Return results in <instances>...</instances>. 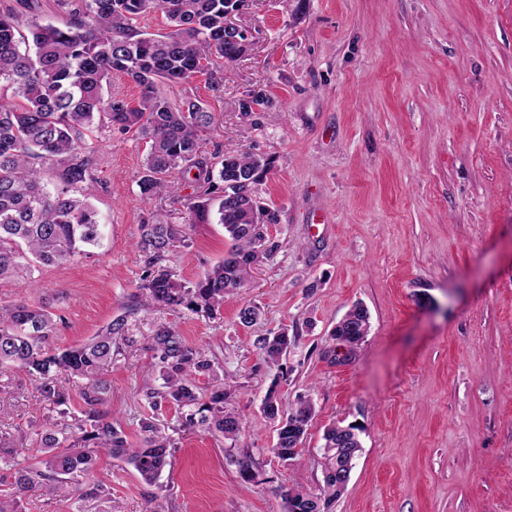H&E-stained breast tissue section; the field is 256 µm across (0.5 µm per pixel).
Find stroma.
<instances>
[{
    "instance_id": "obj_1",
    "label": "stroma",
    "mask_w": 512,
    "mask_h": 512,
    "mask_svg": "<svg viewBox=\"0 0 512 512\" xmlns=\"http://www.w3.org/2000/svg\"><path fill=\"white\" fill-rule=\"evenodd\" d=\"M0 12L24 33L31 21L71 17L66 0H0ZM236 21L250 47L222 86L196 77L158 91L214 113L201 139L212 161L250 152L269 162L254 191L277 217L267 234L280 248L239 296L210 318L140 291L144 218L187 225L164 260L186 284L232 241L217 217L189 225L192 183L143 201L148 146L107 124L90 135L91 203L108 222L101 245L43 269L40 287L0 281V304L63 318L60 346L125 318L134 342L100 376L128 440L150 413L142 390L156 326L223 367L226 409L242 432L185 431L166 409L177 447L162 489L124 462L100 461L112 512H144L154 494L165 512H284L280 488L319 491L323 433L339 421L361 427L363 448L332 512H512V0H245ZM358 302L370 329L339 364L330 333ZM245 305L260 310L249 327L238 318ZM282 329L295 342L267 365L255 341ZM272 390L314 408L286 463L261 409ZM58 417L25 372H0V434L20 459L21 433ZM242 458L253 479L241 477Z\"/></svg>"
}]
</instances>
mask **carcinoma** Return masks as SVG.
<instances>
[{"instance_id":"1","label":"carcinoma","mask_w":512,"mask_h":512,"mask_svg":"<svg viewBox=\"0 0 512 512\" xmlns=\"http://www.w3.org/2000/svg\"><path fill=\"white\" fill-rule=\"evenodd\" d=\"M230 0H79L71 19L61 26L30 25L33 49L20 50L25 36L15 17L0 13V281L23 280L31 287L37 274L59 266L99 245L103 229L90 202L95 181V147L86 133L108 120L148 140L139 180L143 200L163 190L176 195L182 183L195 181L198 194L189 199L191 223L209 220L214 200L218 222L232 241L224 260L187 286L161 260L177 242L183 226L153 219L140 225L137 246L147 257L141 288L157 304L214 317L224 300L246 287L242 267L273 256L279 244L264 227L275 216L260 205L253 185L269 166L250 153L224 157L216 165L202 155L200 132L212 123L203 105L185 98L174 105L156 91L157 83L190 81L207 63L206 75L220 86L218 73L241 58L238 44L224 40V9ZM162 11L169 31L148 34L133 25L138 17ZM127 74L141 87L138 106L104 89L112 73ZM220 191L212 198V191ZM369 322L367 310L355 304L333 328L330 339L346 336L347 353L360 345L357 335ZM61 317L45 306L0 305V369H22L33 378L39 395L60 407V419L35 433L39 456L32 464L17 462L11 495L0 499V512H18L21 496L34 487L52 499L104 500L107 488L96 479L103 456L132 466L140 479L156 486L171 463L175 447L160 420L165 407L180 410L186 430L200 429L234 439L242 420L224 410V383L215 362L190 346L168 326L150 337L158 387L145 383L152 415L141 421L138 444L128 442L102 405L109 387L96 377L112 361L113 348L129 342L125 319L80 345H55ZM265 361L277 365L292 344L286 332L257 339ZM82 377V408L75 413L63 377ZM208 386H199L200 378ZM262 410L280 418L272 453L293 459L312 418L313 406L301 400L288 407L268 393ZM324 484L319 493L290 488L282 492L284 512H331L346 489L336 477V426L324 433Z\"/></svg>"}]
</instances>
